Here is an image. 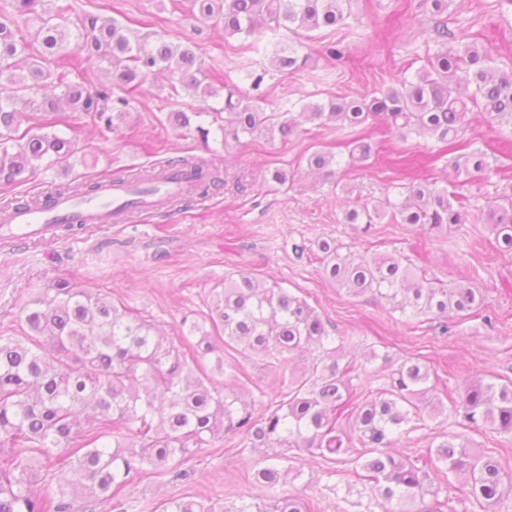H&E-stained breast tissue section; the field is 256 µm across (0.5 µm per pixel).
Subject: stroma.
Listing matches in <instances>:
<instances>
[{
    "mask_svg": "<svg viewBox=\"0 0 512 512\" xmlns=\"http://www.w3.org/2000/svg\"><path fill=\"white\" fill-rule=\"evenodd\" d=\"M76 12L117 19L149 39L194 42L210 81H230L244 93H256L268 110L300 111L310 102L354 92L387 88L396 77L413 76L434 46L433 15L425 0H351V19L336 30L292 34L268 29L255 35L226 36L215 20L192 14L191 0H70ZM458 41L485 48L491 64L512 68V8L500 0H453L446 18ZM331 41L342 42V60L323 54ZM307 57L295 73L272 68L280 50ZM264 74L259 89L251 75ZM124 95L131 109L115 130L96 129L73 114L69 129L80 149L67 162L39 166L28 182L0 185V202L39 195L50 182L71 183L107 177L122 168L135 176L173 156H203L222 163L224 188L206 201L183 209L145 210L127 224H89L56 243L16 241L0 247V337L24 336L20 313L30 296L55 279L111 294L133 312L150 320L161 333L175 337L189 323H203L212 291L227 279L251 273L260 283L280 284L305 299L330 333L346 337V358L355 366L357 390L386 387L394 360L419 359L431 373L438 395L460 394L473 381L512 382V253L500 252L487 224L471 220L427 236L416 227L384 219L370 230L346 223L345 210L356 201L398 200L397 172L385 160L401 153L420 155L432 139L385 137L379 157L368 164L342 168L333 179L307 173V158L325 150L339 153L336 130L302 123L285 138L243 137L225 144L212 115L194 118L186 130H174L169 115L191 111L196 101L187 90L171 96L168 83H146ZM208 137H201L200 129ZM471 138L486 153L485 173L456 177L457 192L484 205L512 200V149L500 144L497 129L473 122ZM288 173L286 184L271 181L273 171ZM331 238L345 251L410 259L430 279L463 282L480 289L483 304L475 315L447 323L419 315L412 318L372 296L352 297L324 277L317 243ZM305 245L304 253L293 250ZM374 359H367V352ZM235 384L246 401L263 410L280 392L284 377L258 356L232 351ZM465 435L472 449L494 456L512 473V436L488 428H468L461 418H426L396 446L399 454L417 457L443 432ZM252 452L239 439H223L193 449L186 458L171 459L159 470L135 478L115 501L95 512H155L166 500L191 496L235 508L259 501L261 489L252 478ZM289 464L299 476L285 492L300 496L312 512H385L371 482L353 457L328 460L293 449ZM189 471V480L175 479Z\"/></svg>",
    "mask_w": 512,
    "mask_h": 512,
    "instance_id": "35a3bbf8",
    "label": "stroma"
}]
</instances>
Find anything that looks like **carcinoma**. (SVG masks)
Masks as SVG:
<instances>
[{"label":"carcinoma","instance_id":"obj_1","mask_svg":"<svg viewBox=\"0 0 512 512\" xmlns=\"http://www.w3.org/2000/svg\"><path fill=\"white\" fill-rule=\"evenodd\" d=\"M47 0H3L0 4V77L14 85L0 96V182L12 185L35 171L79 151L75 137L54 131L67 125L62 105L82 112L107 130L124 120L130 102L115 90L136 87L160 76L195 89L201 101L217 96L201 78L191 41L131 40L114 19L46 7ZM351 0H195L201 17L218 18L224 34L254 35L273 25L288 31L332 29L351 17ZM434 55L413 78L398 77L379 94L338 97L302 106L297 114L268 112L261 99L246 97L224 82V141L242 135H290L301 122L336 125L352 162L379 154V125L401 137L426 135L439 144L428 154L431 166L450 151L471 146L469 114L478 111L489 125L512 128V69L496 71L476 44H458L447 25L434 30ZM98 63L106 82L78 74L66 81L55 74L74 54ZM340 159L325 151L311 154L308 167L327 177ZM406 198L387 202L399 224L439 234L450 224L469 220L456 194L422 178L405 155ZM166 170L193 171L187 204L224 187V170L203 157H178ZM485 153L475 150L460 171L482 173ZM101 183L91 179L77 188L50 184L43 198L18 201L19 207L48 203L72 192L86 196ZM500 251L512 252V202L486 206ZM380 209L356 205L345 212L348 224L369 230ZM323 273L332 285L354 296L371 295L411 317L431 314L444 321L465 317L482 302L478 289L417 276L410 263L394 256L341 254L333 239L317 242ZM210 328L195 324L178 341L159 334L143 317L67 279L30 298L22 308L23 341H0V512H73L78 502L110 501L127 482L169 460L203 448L219 436L241 438L243 448H276L253 464L255 483L265 499L236 512H307L298 496L280 487L298 472L284 465L288 449L345 455L364 448L362 467L375 493L396 501L393 512H442L440 483L452 477L455 490L498 512L512 500V474L498 460L469 448L461 434L447 432L429 451L428 461L390 452L399 435L416 428L423 416L460 414L471 425L512 435V384L472 383L451 403L433 394L429 369L406 358L376 394H359L344 345L336 343L323 320L306 302L280 287L262 288L247 273L224 282L209 307ZM245 345L274 369L288 373V391L260 417L237 405L233 386L213 385L205 361L224 372V353ZM318 355L299 373L289 371L293 355L310 345ZM346 421L353 435L340 428ZM432 502L425 504V496ZM158 512H224V506L182 497L163 502Z\"/></svg>","mask_w":512,"mask_h":512}]
</instances>
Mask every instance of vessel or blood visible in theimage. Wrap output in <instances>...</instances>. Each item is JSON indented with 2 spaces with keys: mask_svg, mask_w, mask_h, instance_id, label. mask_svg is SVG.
Returning <instances> with one entry per match:
<instances>
[{
  "mask_svg": "<svg viewBox=\"0 0 512 512\" xmlns=\"http://www.w3.org/2000/svg\"><path fill=\"white\" fill-rule=\"evenodd\" d=\"M155 192L146 208L170 196L184 193L191 185L188 176L174 175L158 169L153 173ZM138 200L125 185H109L99 193L82 200L60 197L40 209L0 208V230L24 240L44 244L55 238L57 222L67 220L76 224H108L113 212H122L124 219H131L137 212Z\"/></svg>",
  "mask_w": 512,
  "mask_h": 512,
  "instance_id": "1",
  "label": "vessel or blood"
}]
</instances>
